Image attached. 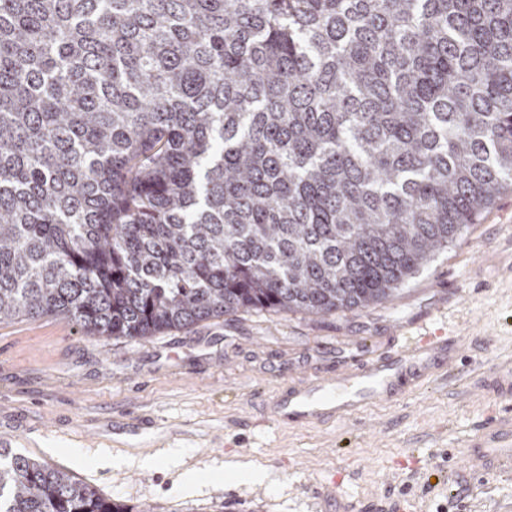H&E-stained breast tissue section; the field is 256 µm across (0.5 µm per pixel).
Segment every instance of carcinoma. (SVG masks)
<instances>
[{
	"mask_svg": "<svg viewBox=\"0 0 512 512\" xmlns=\"http://www.w3.org/2000/svg\"><path fill=\"white\" fill-rule=\"evenodd\" d=\"M512 186V0H0V323L394 299ZM0 512H133L0 448Z\"/></svg>",
	"mask_w": 512,
	"mask_h": 512,
	"instance_id": "cac0c4a2",
	"label": "carcinoma"
}]
</instances>
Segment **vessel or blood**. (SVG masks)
Segmentation results:
<instances>
[{"mask_svg":"<svg viewBox=\"0 0 512 512\" xmlns=\"http://www.w3.org/2000/svg\"><path fill=\"white\" fill-rule=\"evenodd\" d=\"M395 349L371 352L358 345L353 361L337 367L333 375H311L289 380L272 398L279 421L342 422L367 407L390 400L398 384L408 378L423 384L446 379L464 345L443 336L431 322L404 326L396 333ZM475 391L499 397L512 396V362L496 364L473 378ZM460 476H484L512 471V416L486 421L459 452Z\"/></svg>","mask_w":512,"mask_h":512,"instance_id":"b4317fda","label":"vessel or blood"}]
</instances>
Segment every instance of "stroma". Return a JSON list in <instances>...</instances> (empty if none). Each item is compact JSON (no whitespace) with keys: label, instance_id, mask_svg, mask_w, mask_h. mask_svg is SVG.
<instances>
[{"label":"stroma","instance_id":"35a3bbf8","mask_svg":"<svg viewBox=\"0 0 512 512\" xmlns=\"http://www.w3.org/2000/svg\"><path fill=\"white\" fill-rule=\"evenodd\" d=\"M467 342L448 381L336 424L275 423L261 398L335 367L439 300ZM512 360V188L393 300L344 316L249 312L153 338L103 341L60 316L0 324V440L99 494L152 512H512V473L455 490V453L512 399L472 377ZM198 475L186 489L187 471Z\"/></svg>","mask_w":512,"mask_h":512}]
</instances>
